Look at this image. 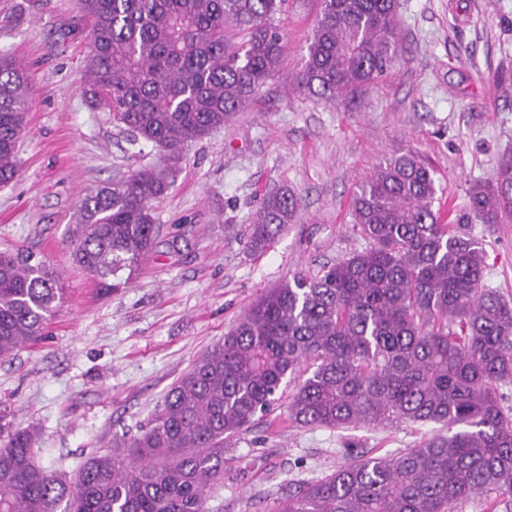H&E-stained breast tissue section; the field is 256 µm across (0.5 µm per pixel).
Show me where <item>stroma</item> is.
I'll list each match as a JSON object with an SVG mask.
<instances>
[{
  "label": "stroma",
  "mask_w": 512,
  "mask_h": 512,
  "mask_svg": "<svg viewBox=\"0 0 512 512\" xmlns=\"http://www.w3.org/2000/svg\"><path fill=\"white\" fill-rule=\"evenodd\" d=\"M405 60L354 103L292 85L322 0H287L276 76L227 128L193 143L153 204L161 233L129 282L99 287L71 258L79 197L159 153L82 96L86 22L75 0H0V51L33 75L18 173L0 186V249L36 253L61 290L45 336L0 359V437L36 429L40 464L67 484L96 452L148 427L170 388L268 288L362 250L351 197L383 158L413 150L437 172L453 224L485 250L484 283L512 302V223L468 220V190L512 150V0H398ZM297 191L292 224L263 250L264 194ZM430 426L299 427L283 410L234 444L207 512H269L281 485L336 470L347 449L395 455Z\"/></svg>",
  "instance_id": "stroma-1"
}]
</instances>
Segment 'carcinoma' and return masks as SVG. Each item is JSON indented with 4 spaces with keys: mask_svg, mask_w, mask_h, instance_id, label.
I'll return each instance as SVG.
<instances>
[{
    "mask_svg": "<svg viewBox=\"0 0 512 512\" xmlns=\"http://www.w3.org/2000/svg\"><path fill=\"white\" fill-rule=\"evenodd\" d=\"M285 0H76L91 22L82 95L160 164L84 195L72 258L101 280L134 272L158 236L152 205L194 142L229 125L275 74ZM397 0H322L295 89L351 102L402 59ZM25 66L0 54V184L17 175L29 108ZM436 171L412 151L382 159L357 188L366 246L267 289L174 384L128 453L97 452L74 490L43 468L35 434L0 442V512H205L236 437L286 403L304 427L435 424L389 456L280 489L272 512H455L512 498V304L484 285L485 251L435 207ZM283 187L252 218L264 247L296 216ZM471 219L512 222V152L468 193ZM58 275L32 252L0 251V358L43 335Z\"/></svg>",
    "mask_w": 512,
    "mask_h": 512,
    "instance_id": "1",
    "label": "carcinoma"
}]
</instances>
